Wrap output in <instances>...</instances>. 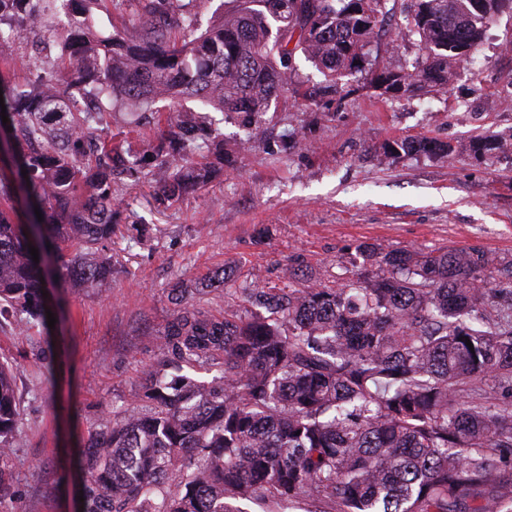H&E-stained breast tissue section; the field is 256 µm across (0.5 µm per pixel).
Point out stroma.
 Here are the masks:
<instances>
[{
    "label": "stroma",
    "mask_w": 512,
    "mask_h": 512,
    "mask_svg": "<svg viewBox=\"0 0 512 512\" xmlns=\"http://www.w3.org/2000/svg\"><path fill=\"white\" fill-rule=\"evenodd\" d=\"M387 8L360 70L337 78L335 91L324 92L327 77L298 53L294 84L260 127L213 113L225 139L242 146L207 186L162 203L154 180L128 183L108 247L110 289L63 291L50 330L0 323V362L12 367L22 417L19 446L0 461L10 476L0 512H75L66 469L113 409L134 407L146 371L165 357L159 334L179 305L245 313L242 285L284 286L282 269L296 257L312 279L331 282L362 242L512 257L511 154L383 152L404 137L467 145L512 136V12L493 18L447 91L393 98L371 84V65L409 71L419 51L402 34L412 0ZM223 267L234 273L228 287L197 294Z\"/></svg>",
    "instance_id": "stroma-1"
}]
</instances>
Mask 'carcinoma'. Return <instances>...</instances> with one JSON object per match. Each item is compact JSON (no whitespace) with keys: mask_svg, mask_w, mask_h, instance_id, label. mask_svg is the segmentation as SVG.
<instances>
[{"mask_svg":"<svg viewBox=\"0 0 512 512\" xmlns=\"http://www.w3.org/2000/svg\"><path fill=\"white\" fill-rule=\"evenodd\" d=\"M0 0V52L38 46L33 83L0 75L17 170L30 207L13 221V181L0 178V318L43 326L55 277L29 252H76L69 288L112 283L116 193L144 173L162 199L206 185L224 162V136L186 102L257 125L294 79L300 51L330 80L356 68L387 0H231L199 30L196 0ZM416 0L406 31L424 57L414 71L370 69L385 94L442 92L512 0ZM105 6L121 20L93 28ZM126 112L145 138L134 153L108 136ZM512 138L471 142L503 152ZM452 157L459 146L407 137L384 153ZM213 154L216 163L193 161ZM352 268L328 286L249 283L266 314H205L184 306L161 334L168 359L149 371L136 402L85 444L81 512H512V258L477 249L409 250L361 243ZM473 347H468L466 342ZM220 366L221 376L197 371ZM20 411L0 363V458L18 446Z\"/></svg>","mask_w":512,"mask_h":512,"instance_id":"carcinoma-1","label":"carcinoma"}]
</instances>
